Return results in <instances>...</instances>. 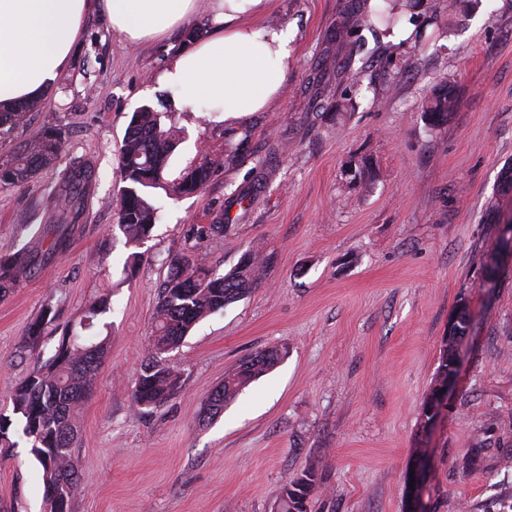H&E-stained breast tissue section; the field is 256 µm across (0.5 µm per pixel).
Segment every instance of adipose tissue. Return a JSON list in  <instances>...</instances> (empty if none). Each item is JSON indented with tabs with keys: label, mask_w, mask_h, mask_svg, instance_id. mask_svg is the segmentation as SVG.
Returning a JSON list of instances; mask_svg holds the SVG:
<instances>
[{
	"label": "adipose tissue",
	"mask_w": 512,
	"mask_h": 512,
	"mask_svg": "<svg viewBox=\"0 0 512 512\" xmlns=\"http://www.w3.org/2000/svg\"><path fill=\"white\" fill-rule=\"evenodd\" d=\"M131 45L188 25L199 0H0V112L39 100L65 71L92 7ZM271 0H208L212 32L176 53L161 82L205 101L214 121L267 110L288 74L295 32L255 27Z\"/></svg>",
	"instance_id": "obj_1"
}]
</instances>
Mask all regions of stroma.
Listing matches in <instances>:
<instances>
[{"mask_svg": "<svg viewBox=\"0 0 512 512\" xmlns=\"http://www.w3.org/2000/svg\"><path fill=\"white\" fill-rule=\"evenodd\" d=\"M347 0H272L261 26L296 31L288 78L269 110L212 121L157 80L191 44L187 29L132 46L105 13L87 17L68 70L0 156L50 126L66 132L55 165L0 188V256L26 249L35 273L0 300V413L55 351L66 324L107 298L112 331L72 448L73 512H272L287 479L315 466L314 512H512V258L492 264L512 221V0H419L440 36L426 46L367 26L350 42L357 80L337 82L332 41ZM456 105L430 125L440 80ZM148 105L180 139L167 182L218 160L195 194L155 193L158 219L135 271L117 227L120 146ZM374 179L353 181L351 162ZM91 160L99 178L71 223L54 191ZM256 195L239 200L251 185ZM224 221L223 233L196 238ZM65 249L44 254L56 239ZM248 252L270 259L241 299L197 323L168 356L182 386L139 410L131 386L172 259L224 273ZM471 328L432 429L421 409L459 306ZM56 316L38 345L28 326ZM269 346L284 359L216 417L201 409L225 371ZM427 468L418 500L407 476ZM42 468L26 438L0 457V512H45Z\"/></svg>", "mask_w": 512, "mask_h": 512, "instance_id": "1", "label": "stroma"}]
</instances>
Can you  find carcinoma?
Wrapping results in <instances>:
<instances>
[{
    "mask_svg": "<svg viewBox=\"0 0 512 512\" xmlns=\"http://www.w3.org/2000/svg\"><path fill=\"white\" fill-rule=\"evenodd\" d=\"M414 10L413 0H379L373 7V19L387 29L397 25L400 9ZM361 11L358 0H350L348 17L336 24L333 40L336 48L346 45L345 33L351 19ZM37 103L20 106L14 112H0V140H6L24 124L27 111ZM454 108V97L443 86L426 101L424 112L435 122L448 117ZM65 132L49 127L21 150L0 161V187H22L40 170L51 166L61 154ZM179 141V134L162 123V113L144 105L132 113L120 148L123 186L122 206L118 228L126 244L135 248L127 259L135 267L141 257L136 248L152 234L157 207L152 190H171L177 195H191L204 187L214 162L204 161L184 174L173 186H168L164 173L168 160ZM98 178L89 161H79L63 171L58 197L66 216L76 218L84 200V191ZM267 260L253 253L245 255L228 272L192 265L186 258L171 261L156 317L149 336V362L143 367L133 386L131 399L139 409H154L168 402L181 387V374L166 364V355L178 348L191 328L200 319L224 309V306L246 295L260 280V271ZM35 260L28 251L20 249L0 257V299L8 296L26 278L32 276ZM107 312L105 300L94 302L82 312L79 320L68 326L60 337L53 356L34 370L13 391V421L0 414V447L15 446L9 437L12 425H19L22 434L32 441V451L43 469V482L56 484L72 508V495L77 486V473L72 461V445L80 428L78 410L89 397L97 372L104 362L110 335H102L108 324L100 323ZM52 309L46 307L29 324L26 345L35 346L44 326L52 320ZM283 352L277 347L265 348L242 359L224 375V381L212 389L203 413L214 416L255 379L277 365ZM454 360L449 345L442 343L434 387L423 407H428L434 391L448 381ZM320 488V478L311 466L287 480L276 504V512H309L313 496Z\"/></svg>",
    "mask_w": 512,
    "mask_h": 512,
    "instance_id": "obj_1",
    "label": "carcinoma"
}]
</instances>
